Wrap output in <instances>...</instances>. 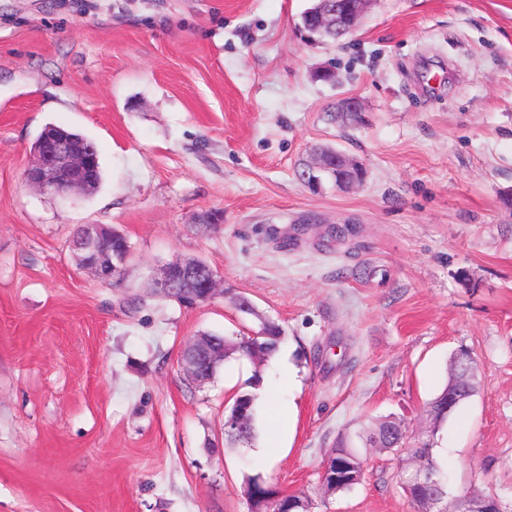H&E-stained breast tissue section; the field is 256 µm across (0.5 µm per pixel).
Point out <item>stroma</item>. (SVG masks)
<instances>
[{"label":"stroma","instance_id":"obj_1","mask_svg":"<svg viewBox=\"0 0 512 512\" xmlns=\"http://www.w3.org/2000/svg\"><path fill=\"white\" fill-rule=\"evenodd\" d=\"M309 5L0 0V512H251L253 476L313 512H412L388 454L349 494L323 495L322 468L370 418L416 426L461 349L477 387L433 453L451 496L477 489L512 512V0H375L354 34L315 45ZM352 96L359 120H333ZM49 124L97 144L93 194L24 183ZM328 146L363 165L361 185L299 179ZM206 214L218 226L202 235ZM80 224L128 238L120 286L78 265ZM186 257L229 296L123 306ZM237 294L284 338L256 437L230 447L224 411L253 364L194 388L178 357L199 332L257 330ZM271 397L295 405L289 436Z\"/></svg>","mask_w":512,"mask_h":512}]
</instances>
